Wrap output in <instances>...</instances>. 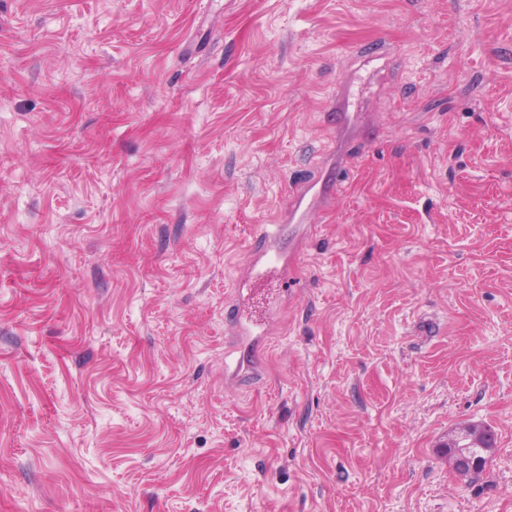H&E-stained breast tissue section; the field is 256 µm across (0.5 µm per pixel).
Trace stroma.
I'll list each match as a JSON object with an SVG mask.
<instances>
[{
	"label": "stroma",
	"mask_w": 512,
	"mask_h": 512,
	"mask_svg": "<svg viewBox=\"0 0 512 512\" xmlns=\"http://www.w3.org/2000/svg\"><path fill=\"white\" fill-rule=\"evenodd\" d=\"M0 512H512V0H0ZM328 197L327 186L323 183L303 186L294 193L293 203L288 213L279 220V224H265L261 227L250 245L249 268L243 287L272 271L277 272L281 286L288 283V275L285 273L287 262L284 258L286 252L276 245L280 240L283 224H307L312 210L325 203ZM487 437H489V435L486 429H473L472 426H464L460 434L450 440V446L454 448V450L452 451L449 465L456 475L469 478L475 474L478 462L476 458H472L468 448L484 447L482 440ZM492 447V445L486 447V451L479 450L482 456V465L471 482H478L482 478L487 464L485 452L491 451ZM451 448L446 447L448 454L451 452Z\"/></svg>",
	"instance_id": "stroma-1"
}]
</instances>
